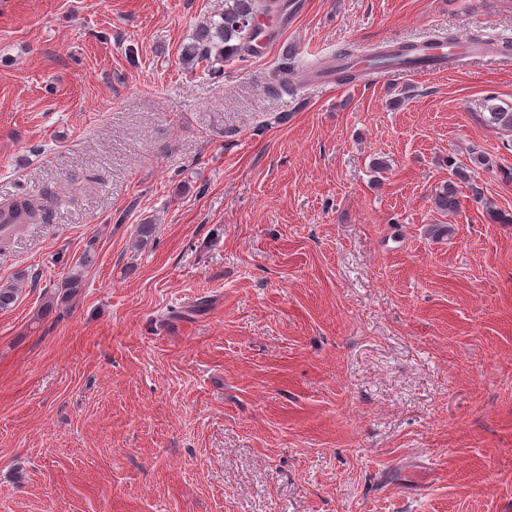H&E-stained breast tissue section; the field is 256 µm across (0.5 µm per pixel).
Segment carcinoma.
Wrapping results in <instances>:
<instances>
[{
    "label": "carcinoma",
    "mask_w": 512,
    "mask_h": 512,
    "mask_svg": "<svg viewBox=\"0 0 512 512\" xmlns=\"http://www.w3.org/2000/svg\"><path fill=\"white\" fill-rule=\"evenodd\" d=\"M279 8L280 4L271 3L269 0H225L221 20L201 27L193 41L183 46L181 53L183 63L192 67L200 63L209 65L215 60L233 59L253 51L252 42L255 40L256 30L250 27V23L256 16L273 13ZM421 51L422 46L418 44H405L389 53L375 50L370 54L369 62L372 63L379 58L412 62L419 59ZM357 58V49L353 46L346 45L339 49L336 81L351 83L364 75V70L356 68L355 59ZM488 121L501 129L512 131V108L490 106ZM57 201L58 198L53 191L47 188L40 190L37 194L22 192L11 203L10 223L18 228L25 224H47L51 219L52 206ZM434 204L443 212L458 211L460 200L455 181L450 180L436 190ZM94 254V248L86 249L79 263L69 269L62 281L65 297L75 295L80 288L84 270L93 262Z\"/></svg>",
    "instance_id": "1"
}]
</instances>
